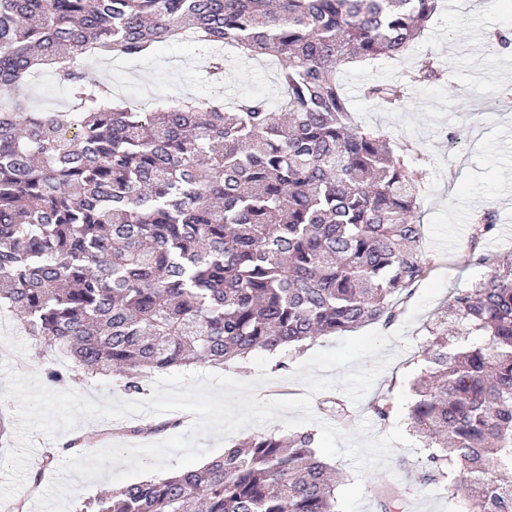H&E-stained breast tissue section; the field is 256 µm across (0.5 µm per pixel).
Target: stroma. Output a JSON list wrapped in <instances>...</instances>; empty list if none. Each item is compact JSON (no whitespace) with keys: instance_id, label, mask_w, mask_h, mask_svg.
I'll return each instance as SVG.
<instances>
[{"instance_id":"stroma-1","label":"stroma","mask_w":512,"mask_h":512,"mask_svg":"<svg viewBox=\"0 0 512 512\" xmlns=\"http://www.w3.org/2000/svg\"><path fill=\"white\" fill-rule=\"evenodd\" d=\"M498 32L512 33V0H441L438 13L405 58L383 59L368 67L354 65L341 76L356 120L380 130L392 142L413 146L418 166L426 171L417 212L421 247L433 262V276L446 279L439 295L405 331L404 341L394 340L395 326L376 324V331L391 338L387 351L393 360L360 403H353L339 388L313 396L315 417L346 436H357L365 421L377 435L405 422L413 399V380L425 365L431 322L452 302L456 291L490 274L496 255L512 252V78L506 75L512 68V54H502L491 46L490 38ZM427 56L439 66L442 79L427 85L409 83V71ZM133 65V70L125 71L105 60L94 64L93 71L113 91L135 101L143 95L156 99L216 91L214 75L204 66L202 53L191 44L159 47L134 60ZM279 70L278 61L273 59L227 58L225 101L252 94L279 104ZM369 81L403 85L406 98L402 106L386 111L361 96L360 87ZM488 209L495 210L498 229L481 245L486 261L480 264L468 243L477 215ZM338 341L335 335L321 336L287 355H269L272 381L257 390V398L267 401L305 394L303 383L292 377L294 370L313 352L336 347ZM0 362L8 363L19 374H34L42 380L50 371L64 373L70 367L65 355L36 343L23 322L6 309L0 310ZM65 388L97 402L106 397L117 401L134 398L116 372L79 375ZM382 394L394 404V412L386 421L378 419L371 408ZM139 423L156 426V433H129V426ZM192 427L180 413L171 412L113 421L86 418L52 440L34 434V450L15 497L23 502V512H36L39 497L57 475L53 468L39 472L41 457L46 449L63 447L73 437L86 439L84 452L89 455L112 445L157 444L189 433ZM428 454L422 445L408 448L395 444L388 467L365 474L361 512H378L375 492L384 487L402 497L403 512H465L463 502L450 496L445 482L426 479Z\"/></svg>"}]
</instances>
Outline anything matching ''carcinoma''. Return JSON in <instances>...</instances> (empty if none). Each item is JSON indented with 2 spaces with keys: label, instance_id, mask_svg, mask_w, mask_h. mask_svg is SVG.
Returning <instances> with one entry per match:
<instances>
[{
  "label": "carcinoma",
  "instance_id": "cac0c4a2",
  "mask_svg": "<svg viewBox=\"0 0 512 512\" xmlns=\"http://www.w3.org/2000/svg\"><path fill=\"white\" fill-rule=\"evenodd\" d=\"M439 0H0V87L50 69L77 111L0 107V308L86 375L222 366L255 350L394 322L431 270L413 221L426 173L354 121L340 70L401 57ZM185 31L280 63L281 111L243 95L141 112L87 66L141 57ZM439 78L429 60L410 81ZM362 95L397 106L401 86ZM488 209L470 248L497 231ZM458 342L430 328L409 431L429 478L467 512H512V253L449 306ZM315 433L251 436L201 470L129 483L85 512H339ZM380 512L400 500L378 492Z\"/></svg>",
  "mask_w": 512,
  "mask_h": 512
}]
</instances>
